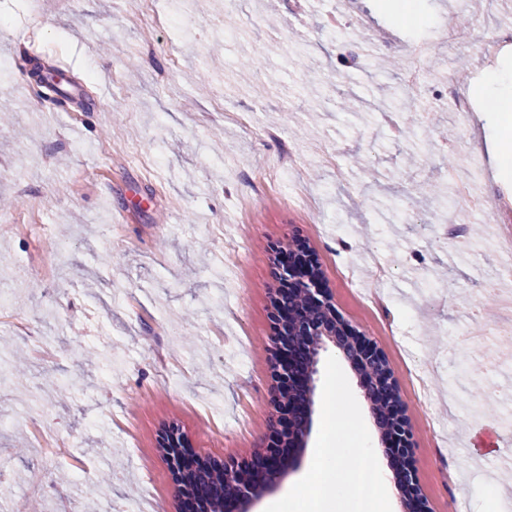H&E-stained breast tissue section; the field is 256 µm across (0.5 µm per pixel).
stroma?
<instances>
[{"label":"stroma","mask_w":512,"mask_h":512,"mask_svg":"<svg viewBox=\"0 0 512 512\" xmlns=\"http://www.w3.org/2000/svg\"><path fill=\"white\" fill-rule=\"evenodd\" d=\"M402 24L386 0H0V512H179L159 440L179 428L205 457L244 461L266 443L277 248L304 244L342 319L381 352L411 429L425 512H494L471 441L487 423L512 439V395L477 363L508 354L512 282L482 288L501 257L493 212L425 199L446 163L490 198L512 197L490 113L461 124L464 93L512 68V0H421ZM278 26H267V10ZM342 25L328 30V15ZM456 20V36L445 33ZM502 48L485 62L482 43ZM431 47L427 97L393 137L383 101L416 43ZM66 66L85 102H58L32 73ZM352 101L356 112L339 109ZM299 165H281L288 154ZM345 179H337V165ZM480 240L459 250L448 215ZM474 363L463 373V363ZM339 369L337 383L328 380ZM342 469L362 433L381 437L358 377L332 344L319 354L308 472L327 416ZM112 474L106 495L92 491Z\"/></svg>","instance_id":"obj_1"}]
</instances>
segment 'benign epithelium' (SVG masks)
<instances>
[{
  "instance_id": "7a95c632",
  "label": "benign epithelium",
  "mask_w": 512,
  "mask_h": 512,
  "mask_svg": "<svg viewBox=\"0 0 512 512\" xmlns=\"http://www.w3.org/2000/svg\"><path fill=\"white\" fill-rule=\"evenodd\" d=\"M278 274L283 287L278 289L280 297L293 291L302 292L308 306L328 311L329 320L314 321L304 325L303 336L306 343L294 345L285 335L282 324L294 317V312L286 306H274V326L272 343L274 345V375L276 387L286 392L292 387L312 388V377L315 366L305 370L301 366L302 357L316 358V353L327 342L336 343V338H347L355 348V361L361 367L382 359L375 345L358 331L344 323L336 313L328 299L323 279L315 271L313 262L308 256L290 247L279 250L277 256ZM383 401L394 416L391 437L384 442L386 452L391 458L403 461L398 468V485L415 493L416 480L412 465L413 448L410 443V432L402 414L400 400L395 388L383 392ZM278 413L276 425L272 430L270 441L266 447L253 456L250 464L271 478L268 488H273L286 471L294 465V455L298 448L306 444L309 431H295L297 407L286 400L276 398L274 404ZM163 456L170 467L177 489L185 501L188 512H201V502L188 486L187 474L198 469L215 465L227 477L237 475L244 465L233 461H212L198 454L189 444L187 438L172 428L165 432L161 440ZM258 496L248 483L240 485L237 494L225 501L224 512H249Z\"/></svg>"
}]
</instances>
